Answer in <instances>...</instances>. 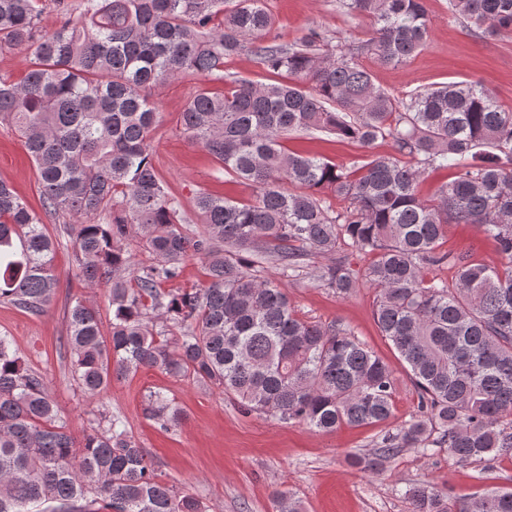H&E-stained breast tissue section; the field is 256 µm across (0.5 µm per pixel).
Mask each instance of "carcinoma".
Wrapping results in <instances>:
<instances>
[{
    "label": "carcinoma",
    "instance_id": "1",
    "mask_svg": "<svg viewBox=\"0 0 512 512\" xmlns=\"http://www.w3.org/2000/svg\"><path fill=\"white\" fill-rule=\"evenodd\" d=\"M264 0H85L58 26L38 25L39 0H0V49L28 52L24 79H0V124L20 137L39 174L47 216L71 217L79 280L109 288L110 336L97 308L68 307L71 376L88 398L112 379L160 369L215 388L245 414L318 432L379 425L392 416L396 379L342 323L301 318L279 278L309 276L347 298L374 289L373 315L406 363L418 398L413 419L383 433L350 466L377 475L403 448H444L460 465L512 456V108L480 81L439 83L396 98L361 59L396 67L424 47L426 0H338L373 19L369 37L338 42L310 27L292 42L271 36ZM478 37L512 34V0H448ZM248 50L269 82L224 81V60ZM208 76L224 90L196 91L183 134L250 184L235 201L200 190L202 229L158 177L149 92L178 77ZM371 149L352 170L288 150L294 134ZM429 167L455 170L431 199L418 194ZM334 196L342 212L327 205ZM449 224H477L500 262L455 258L440 247ZM137 240L152 256L138 265ZM350 240L373 255L363 268L339 253ZM60 242L42 216L0 181V300L41 316L59 280ZM201 259L208 284L164 288L184 259ZM327 263L309 268L310 258ZM455 269L447 281L427 272ZM144 413L160 428L182 411L161 391ZM412 512H512V491L456 494L414 484ZM278 512H302L289 492ZM0 512H206L193 493L164 482L125 420L101 412L77 436L43 377L0 336Z\"/></svg>",
    "mask_w": 512,
    "mask_h": 512
}]
</instances>
